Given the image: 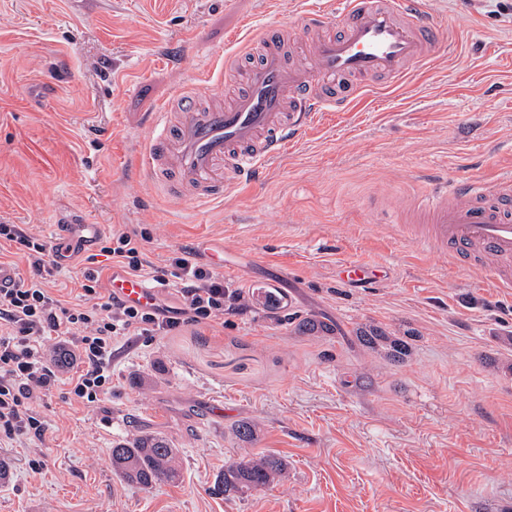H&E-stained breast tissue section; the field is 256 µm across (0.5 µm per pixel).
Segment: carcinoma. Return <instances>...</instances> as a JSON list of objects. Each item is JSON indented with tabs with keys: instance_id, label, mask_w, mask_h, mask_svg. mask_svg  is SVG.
Instances as JSON below:
<instances>
[{
	"instance_id": "obj_1",
	"label": "carcinoma",
	"mask_w": 512,
	"mask_h": 512,
	"mask_svg": "<svg viewBox=\"0 0 512 512\" xmlns=\"http://www.w3.org/2000/svg\"><path fill=\"white\" fill-rule=\"evenodd\" d=\"M289 321L304 336H326L334 332L332 325L313 316L293 315ZM354 335L359 345L390 361L402 362L410 354L411 334L397 336L379 325H361ZM112 468L122 480L149 489L162 481L180 480V455L175 442L161 432H143L112 448ZM286 462L274 455L240 458L224 465L215 493L229 499L261 489L284 475Z\"/></svg>"
}]
</instances>
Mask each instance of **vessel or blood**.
Instances as JSON below:
<instances>
[{"label": "vessel or blood", "mask_w": 512, "mask_h": 512, "mask_svg": "<svg viewBox=\"0 0 512 512\" xmlns=\"http://www.w3.org/2000/svg\"><path fill=\"white\" fill-rule=\"evenodd\" d=\"M304 24L315 36L302 47L280 24L244 42L227 71L226 104H205L188 88L149 113L152 140L135 153V171L169 193L188 185L198 198H221L251 183L317 112L345 111L359 83L405 80L428 60L439 32L426 21L425 0H341L330 14L306 11ZM410 209L416 221L405 231L420 249L470 264L491 261L496 286L512 288L511 175L489 185L434 187ZM108 284L126 301L152 300V288L125 272L113 271Z\"/></svg>", "instance_id": "b4317fda"}]
</instances>
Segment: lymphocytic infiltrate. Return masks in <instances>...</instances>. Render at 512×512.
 <instances>
[{"instance_id":"lymphocytic-infiltrate-1","label":"lymphocytic infiltrate","mask_w":512,"mask_h":512,"mask_svg":"<svg viewBox=\"0 0 512 512\" xmlns=\"http://www.w3.org/2000/svg\"><path fill=\"white\" fill-rule=\"evenodd\" d=\"M146 239L127 224L113 225L101 240L100 256L128 274L179 288L183 305L162 300L137 306L114 296L102 283V269L87 265L76 276L74 296L64 297L53 281L61 269L56 249L20 224H0V246L24 259L28 278L0 290V445L41 442L48 423L37 406L58 385L70 399L90 404L112 388V351L134 336H165L181 327L223 325L224 317L243 311L242 295L224 286L216 265L201 262L190 249L151 261ZM55 335L72 344L80 369L64 376L46 354L45 340Z\"/></svg>"}]
</instances>
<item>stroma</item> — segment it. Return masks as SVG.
<instances>
[{
	"label": "stroma",
	"mask_w": 512,
	"mask_h": 512,
	"mask_svg": "<svg viewBox=\"0 0 512 512\" xmlns=\"http://www.w3.org/2000/svg\"><path fill=\"white\" fill-rule=\"evenodd\" d=\"M503 2L426 0L444 30L425 66L363 86L254 184L201 203L130 169L147 112L191 86L211 97L246 32L302 29L304 10L336 0H0V220L46 239L56 224H129L155 263L219 255L226 288L282 301L121 342L99 402L55 389L38 408L45 442L0 447V512H512V291L417 250L387 213L442 176L512 174ZM350 259L380 283L339 285ZM292 313L339 331L299 335ZM365 323L413 331L411 355L363 349ZM243 420L253 441L233 433ZM141 431L175 441L178 483L115 475L113 445ZM268 453L287 460L282 477L213 494L225 463Z\"/></svg>",
	"instance_id": "1"
}]
</instances>
